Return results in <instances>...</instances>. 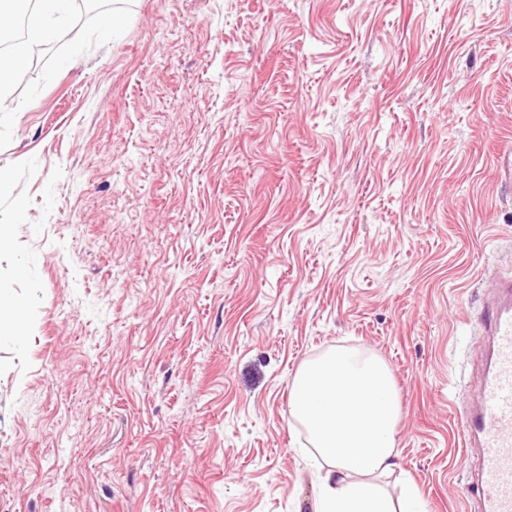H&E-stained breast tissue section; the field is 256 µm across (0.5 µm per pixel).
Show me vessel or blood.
I'll return each instance as SVG.
<instances>
[{
  "label": "vessel or blood",
  "mask_w": 512,
  "mask_h": 512,
  "mask_svg": "<svg viewBox=\"0 0 512 512\" xmlns=\"http://www.w3.org/2000/svg\"><path fill=\"white\" fill-rule=\"evenodd\" d=\"M494 281L476 315L482 377L459 411L464 447L480 451L464 512H512V275Z\"/></svg>",
  "instance_id": "vessel-or-blood-1"
}]
</instances>
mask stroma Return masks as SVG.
I'll return each mask as SVG.
<instances>
[{"mask_svg": "<svg viewBox=\"0 0 512 512\" xmlns=\"http://www.w3.org/2000/svg\"><path fill=\"white\" fill-rule=\"evenodd\" d=\"M0 102V512H314L297 369L380 356L391 496L463 512L512 272V0H119ZM23 303L13 296L8 288L0 289V340L10 338L22 339Z\"/></svg>", "mask_w": 512, "mask_h": 512, "instance_id": "stroma-1", "label": "stroma"}]
</instances>
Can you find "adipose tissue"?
Returning a JSON list of instances; mask_svg holds the SVG:
<instances>
[{"label":"adipose tissue","instance_id":"obj_1","mask_svg":"<svg viewBox=\"0 0 512 512\" xmlns=\"http://www.w3.org/2000/svg\"><path fill=\"white\" fill-rule=\"evenodd\" d=\"M71 4L38 0L46 21L29 26L28 43L69 38ZM287 407L322 460L315 512H424L414 487L395 501L375 483L394 468L399 418L395 382L383 360L357 349L329 351L299 369Z\"/></svg>","mask_w":512,"mask_h":512}]
</instances>
